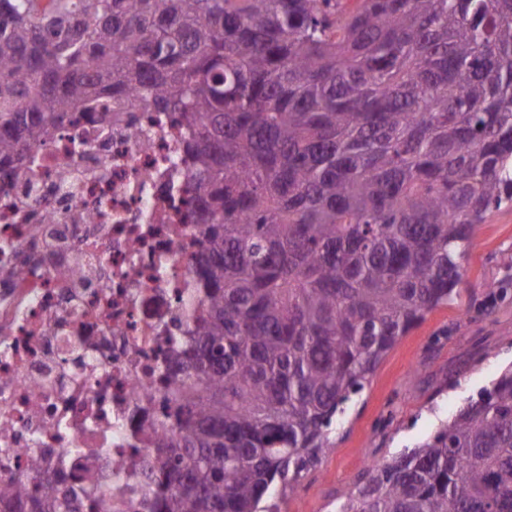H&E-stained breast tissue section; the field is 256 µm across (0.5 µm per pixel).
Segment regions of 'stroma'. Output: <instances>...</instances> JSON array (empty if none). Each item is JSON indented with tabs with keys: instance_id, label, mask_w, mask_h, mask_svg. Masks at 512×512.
<instances>
[{
	"instance_id": "35a3bbf8",
	"label": "stroma",
	"mask_w": 512,
	"mask_h": 512,
	"mask_svg": "<svg viewBox=\"0 0 512 512\" xmlns=\"http://www.w3.org/2000/svg\"><path fill=\"white\" fill-rule=\"evenodd\" d=\"M461 264L453 298L388 352L351 402L334 446L295 491L279 492V512H336L339 494L369 464L414 448L512 369V295L491 293L512 280V204L476 229Z\"/></svg>"
}]
</instances>
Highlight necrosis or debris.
Instances as JSON below:
<instances>
[{"instance_id": "1", "label": "necrosis or debris", "mask_w": 512, "mask_h": 512, "mask_svg": "<svg viewBox=\"0 0 512 512\" xmlns=\"http://www.w3.org/2000/svg\"><path fill=\"white\" fill-rule=\"evenodd\" d=\"M188 124L82 107L0 181V481L36 461L79 512H148L140 460L173 415L165 358L203 287L181 187Z\"/></svg>"}]
</instances>
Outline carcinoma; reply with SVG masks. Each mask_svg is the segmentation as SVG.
Returning <instances> with one entry per match:
<instances>
[{"mask_svg":"<svg viewBox=\"0 0 512 512\" xmlns=\"http://www.w3.org/2000/svg\"><path fill=\"white\" fill-rule=\"evenodd\" d=\"M128 95L193 127L206 288L145 476L166 512H275L512 203V0H0V166ZM35 467L0 502L76 512ZM337 512H512V370Z\"/></svg>","mask_w":512,"mask_h":512,"instance_id":"1","label":"carcinoma"}]
</instances>
